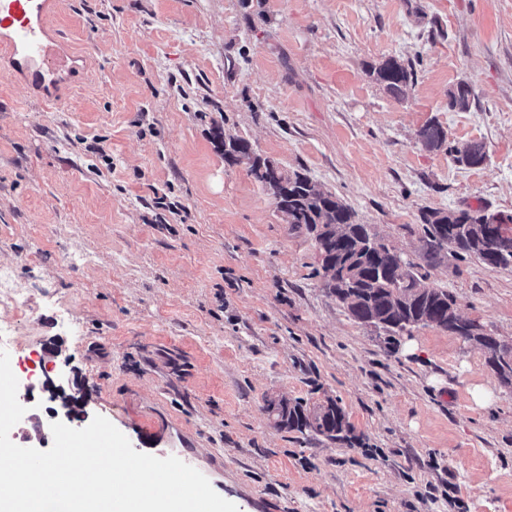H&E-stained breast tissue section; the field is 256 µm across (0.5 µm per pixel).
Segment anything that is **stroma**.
I'll return each mask as SVG.
<instances>
[{"instance_id": "obj_1", "label": "stroma", "mask_w": 512, "mask_h": 512, "mask_svg": "<svg viewBox=\"0 0 512 512\" xmlns=\"http://www.w3.org/2000/svg\"><path fill=\"white\" fill-rule=\"evenodd\" d=\"M53 31L79 65L57 100L0 72V318L31 412L51 425L53 380L134 449L193 450L245 512H512V389L484 352L355 321L221 146L309 176L512 340V266L428 252L420 229L432 209L512 217V0H65ZM389 58L415 71L398 98L367 74ZM431 122L483 165L422 148ZM271 398L335 400L349 440L277 427ZM449 153L454 155L457 163H463L470 167L482 165L486 159L484 146L478 142H467L461 146L448 148Z\"/></svg>"}]
</instances>
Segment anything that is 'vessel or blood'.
Segmentation results:
<instances>
[{"instance_id": "1", "label": "vessel or blood", "mask_w": 512, "mask_h": 512, "mask_svg": "<svg viewBox=\"0 0 512 512\" xmlns=\"http://www.w3.org/2000/svg\"><path fill=\"white\" fill-rule=\"evenodd\" d=\"M56 0H0V65L51 98L76 69L75 59L49 31Z\"/></svg>"}]
</instances>
